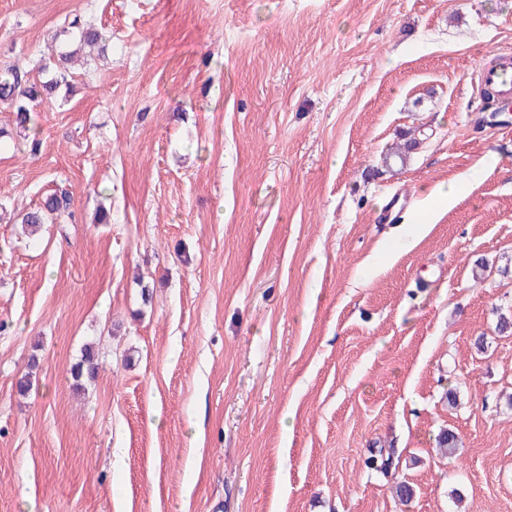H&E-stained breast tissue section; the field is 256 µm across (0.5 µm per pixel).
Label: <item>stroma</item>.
<instances>
[{"instance_id": "obj_1", "label": "stroma", "mask_w": 512, "mask_h": 512, "mask_svg": "<svg viewBox=\"0 0 512 512\" xmlns=\"http://www.w3.org/2000/svg\"><path fill=\"white\" fill-rule=\"evenodd\" d=\"M73 13L106 58L40 156L0 146V202L63 181L78 217L0 218V512H512V121L478 80L512 0H0V64ZM71 375L76 382V389L83 387L82 380L92 381L97 374L96 355L93 347L87 345L84 348L81 360L71 367Z\"/></svg>"}]
</instances>
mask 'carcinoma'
Wrapping results in <instances>:
<instances>
[{
  "instance_id": "cac0c4a2",
  "label": "carcinoma",
  "mask_w": 512,
  "mask_h": 512,
  "mask_svg": "<svg viewBox=\"0 0 512 512\" xmlns=\"http://www.w3.org/2000/svg\"><path fill=\"white\" fill-rule=\"evenodd\" d=\"M62 33L69 38L67 48L54 49L35 63L30 59H18L0 66V103L12 109L19 137L25 140L33 155L39 152L41 146L35 107L51 99L61 89L67 94L71 92L68 64L84 47L98 45L104 52L111 42L103 32L87 27L79 14L64 21ZM71 206L69 192L58 186L45 196L39 207L22 214L21 223L25 224L31 236L37 234L42 224L48 221L69 224L75 220ZM96 374V355L93 347L88 345L81 360L71 367V375L79 388L82 380L92 381Z\"/></svg>"
}]
</instances>
